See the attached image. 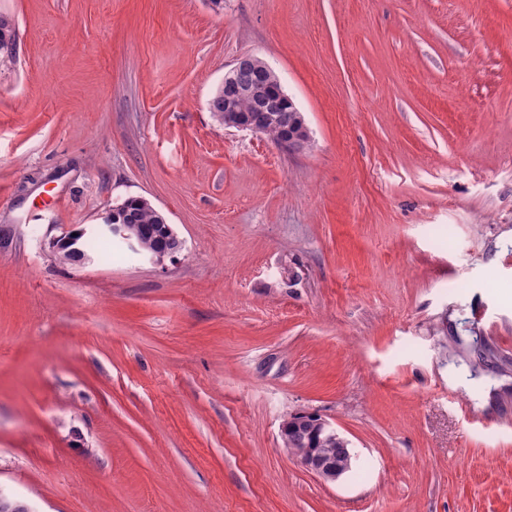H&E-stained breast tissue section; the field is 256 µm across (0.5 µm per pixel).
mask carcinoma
<instances>
[{"label": "carcinoma", "mask_w": 512, "mask_h": 512, "mask_svg": "<svg viewBox=\"0 0 512 512\" xmlns=\"http://www.w3.org/2000/svg\"><path fill=\"white\" fill-rule=\"evenodd\" d=\"M15 35L10 21L0 17V55L13 56ZM280 79L260 65L242 71L238 87L242 91L240 108L243 115L257 126L265 129L269 139L281 143L291 129L297 127V114L289 109L288 103L279 97L276 88ZM124 222L131 225L133 233L139 236L141 250L155 253L164 248L177 246L176 240L165 228V217L143 197H131L123 209ZM285 448H304L309 442V430L300 426L281 438ZM0 512H35L25 499L0 494Z\"/></svg>", "instance_id": "obj_1"}]
</instances>
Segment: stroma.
<instances>
[{
    "instance_id": "obj_1",
    "label": "stroma",
    "mask_w": 512,
    "mask_h": 512,
    "mask_svg": "<svg viewBox=\"0 0 512 512\" xmlns=\"http://www.w3.org/2000/svg\"><path fill=\"white\" fill-rule=\"evenodd\" d=\"M0 15V488L38 512H512V0ZM250 55L308 148L213 117ZM130 197L176 259L57 260L56 226ZM299 412L348 440L344 482L282 448Z\"/></svg>"
}]
</instances>
